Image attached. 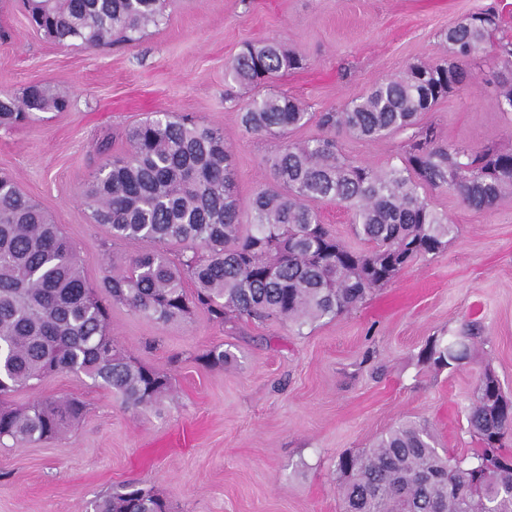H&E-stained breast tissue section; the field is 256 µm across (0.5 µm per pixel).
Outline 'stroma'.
I'll return each mask as SVG.
<instances>
[{
    "label": "stroma",
    "mask_w": 512,
    "mask_h": 512,
    "mask_svg": "<svg viewBox=\"0 0 512 512\" xmlns=\"http://www.w3.org/2000/svg\"><path fill=\"white\" fill-rule=\"evenodd\" d=\"M512 39V0H167L159 26L129 44L62 46L32 29L21 0H0V94L30 84L67 93L66 112H42L0 128V172L60 224L84 275L125 267L149 242L112 238L81 203L108 155L127 151L125 129L156 112L188 114L224 130L242 210L272 183L279 138L245 130L240 110L254 94H286L324 112L365 95L415 63L446 56L441 35L488 6ZM275 40L303 59L253 90L227 86L225 67L251 41ZM468 91L419 117L443 142L512 151V117L496 107L503 66L493 55L467 63ZM359 164L397 163L405 134L367 142L336 136ZM455 231L447 248L404 269L361 306L296 329L278 319L212 322L204 312L170 323L110 308L125 353L168 373L160 406L133 408L83 375L52 374L8 396L24 407L72 397L86 412L59 438L0 444V512H93L121 483L153 489L170 512H341L336 461L371 447L411 420L427 423L457 456L479 447L465 407L484 369L512 397V192L490 208L429 190ZM476 325L467 359L436 369L421 356L436 338ZM224 344L235 359L204 366Z\"/></svg>",
    "instance_id": "stroma-1"
}]
</instances>
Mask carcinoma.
I'll return each mask as SVG.
<instances>
[{"mask_svg":"<svg viewBox=\"0 0 512 512\" xmlns=\"http://www.w3.org/2000/svg\"><path fill=\"white\" fill-rule=\"evenodd\" d=\"M24 7L36 30L88 47L131 42L162 16V0H24ZM499 27L493 6L466 14L443 34L442 62L413 65L317 116L284 94L252 99L241 112L251 133L285 135L316 116L329 135L284 144L271 159L274 185L256 192L245 214L222 130L169 112L129 127L128 150L92 176L82 198L112 238L145 240L153 249L122 270L105 267L95 287L60 225L0 174V440L55 439L82 418L85 405L75 398L5 405L10 392L55 372L83 374L134 407L155 406L171 390L168 375L118 346L104 296L161 323L202 311L219 323L275 316L301 327L356 309L409 264L444 249L454 226L433 208L426 188L446 187L474 209L491 207L512 191V152L443 145L418 127V117L469 86L465 63L474 51L491 47L512 64V40L492 41ZM301 66L280 43L257 40L233 59L227 78L256 88ZM500 85L498 109L512 114V78ZM70 107L60 90L31 85L0 96V127ZM408 130L402 164L384 171L355 165L336 150L340 132L373 141ZM324 201L350 212L367 250L350 249L322 224ZM175 245L181 251L173 259ZM467 340H434L423 356L437 369L451 367L466 358ZM232 358L222 344L202 355L210 367ZM466 421L482 445L469 458L439 448L429 426L416 421L340 456L343 512H512V458L501 454L512 431V398L489 369ZM96 512H167V505L131 484L99 501Z\"/></svg>","mask_w":512,"mask_h":512,"instance_id":"1","label":"carcinoma"}]
</instances>
